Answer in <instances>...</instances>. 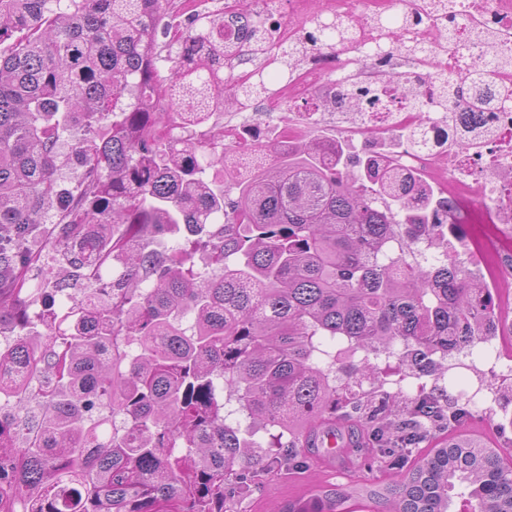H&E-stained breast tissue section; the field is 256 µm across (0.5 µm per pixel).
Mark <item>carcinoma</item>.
Wrapping results in <instances>:
<instances>
[{"instance_id": "1", "label": "carcinoma", "mask_w": 512, "mask_h": 512, "mask_svg": "<svg viewBox=\"0 0 512 512\" xmlns=\"http://www.w3.org/2000/svg\"><path fill=\"white\" fill-rule=\"evenodd\" d=\"M168 2L0 0V371L17 374L0 383V512H235L309 467L326 430L363 440L388 482L278 512H454L459 497V512H512L500 449L440 438L469 403L392 379H437L512 336L448 252V197L398 168L419 128L374 155L350 135L231 150L201 125L275 97L296 63L250 0L179 22ZM365 25L419 52L408 17ZM355 29L318 19L297 56L352 46L366 65L384 45ZM433 77L447 112L455 84ZM465 79L474 100L498 82ZM349 91L356 113L379 94ZM160 235L176 246L157 251ZM418 244L442 252L414 263Z\"/></svg>"}]
</instances>
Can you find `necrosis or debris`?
<instances>
[{
	"label": "necrosis or debris",
	"mask_w": 512,
	"mask_h": 512,
	"mask_svg": "<svg viewBox=\"0 0 512 512\" xmlns=\"http://www.w3.org/2000/svg\"><path fill=\"white\" fill-rule=\"evenodd\" d=\"M427 0H331L333 10L352 17L362 8L378 16L394 10L419 17L411 30L422 47L433 48L447 28H454L461 52L446 56L448 71L495 64L512 58V0H447L443 12L426 9ZM486 105L478 109L453 108L448 116L431 117L421 126V141L401 157L407 173L430 171L438 157L448 161L449 218H466L468 223L483 220L492 224L512 223V187H504L501 172L512 170V107L497 104L498 86L485 90ZM304 118L312 124H331L337 132L348 126L388 129L417 122L413 97L399 87H385L369 111L350 115L348 101L338 98L332 112L308 111Z\"/></svg>",
	"instance_id": "obj_1"
}]
</instances>
